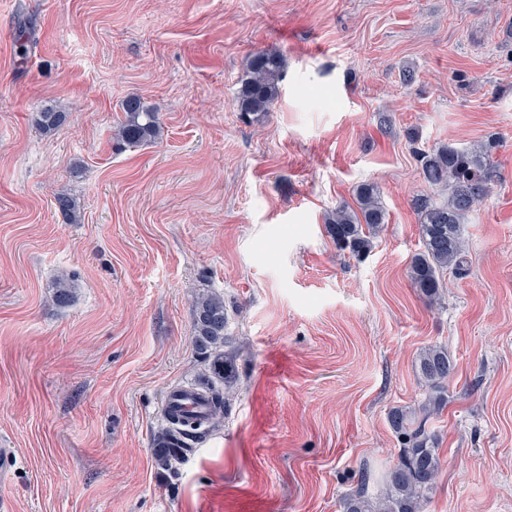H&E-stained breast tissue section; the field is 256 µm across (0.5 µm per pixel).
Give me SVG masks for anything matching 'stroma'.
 Listing matches in <instances>:
<instances>
[{"instance_id": "1", "label": "stroma", "mask_w": 512, "mask_h": 512, "mask_svg": "<svg viewBox=\"0 0 512 512\" xmlns=\"http://www.w3.org/2000/svg\"><path fill=\"white\" fill-rule=\"evenodd\" d=\"M259 51L284 76L247 123ZM132 95L161 129L118 148ZM47 108L67 115L49 133ZM490 134L499 181L463 226L468 271L429 304L408 276L414 150ZM363 183L386 222L358 259L325 219ZM206 291L237 382L173 476L153 440L164 391L208 374L191 308ZM434 344L454 370L426 512H512V0H0L9 512H343L396 459L388 412L423 399Z\"/></svg>"}]
</instances>
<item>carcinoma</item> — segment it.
<instances>
[{"label": "carcinoma", "instance_id": "1", "mask_svg": "<svg viewBox=\"0 0 512 512\" xmlns=\"http://www.w3.org/2000/svg\"><path fill=\"white\" fill-rule=\"evenodd\" d=\"M282 70L283 60L279 55L256 53L237 94L239 110L247 115L269 111L279 95ZM122 109L125 120L116 127L117 140L129 146H140L158 135V113L141 98H127ZM65 120L66 114L55 110L39 112L36 118L45 132L58 128ZM498 147V138L490 135L468 146L450 140L430 150H415L423 181L430 188L448 190L442 202L435 201L428 193L413 199V207L421 216L424 251L413 257L409 277L431 302L440 300L445 272L457 276L465 274L462 224L491 194L498 181V162L494 157ZM54 199L64 216L77 218V206L69 194L58 192ZM385 219L379 190L372 184H362L356 189L355 205L339 204L328 214L325 227L340 249L364 257L371 252L373 240ZM73 294L69 276H60L55 284V303L65 307ZM192 311L196 347L209 361L211 409L203 418L188 414L173 418L158 435L155 459L161 468L172 472L182 461L189 441H199L219 426L230 404L235 382L234 369L224 361L221 351L228 340L224 297L215 292H203L192 300ZM452 371L445 348L434 345L422 353L419 372L427 397L416 409L395 407L389 411L390 426L401 444L397 458L385 472L375 495L369 492L370 475L362 473L355 489L344 498V512H424L441 471L437 438L429 428V421L448 402V377Z\"/></svg>", "mask_w": 512, "mask_h": 512}]
</instances>
